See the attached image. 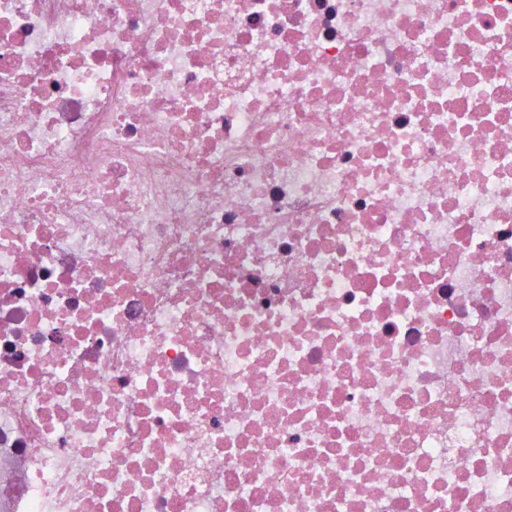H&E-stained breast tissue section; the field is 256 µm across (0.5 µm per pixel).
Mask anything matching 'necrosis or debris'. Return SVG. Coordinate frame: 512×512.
<instances>
[{
    "instance_id": "4bbe7bcc",
    "label": "necrosis or debris",
    "mask_w": 512,
    "mask_h": 512,
    "mask_svg": "<svg viewBox=\"0 0 512 512\" xmlns=\"http://www.w3.org/2000/svg\"><path fill=\"white\" fill-rule=\"evenodd\" d=\"M0 512H512V0H0Z\"/></svg>"
}]
</instances>
